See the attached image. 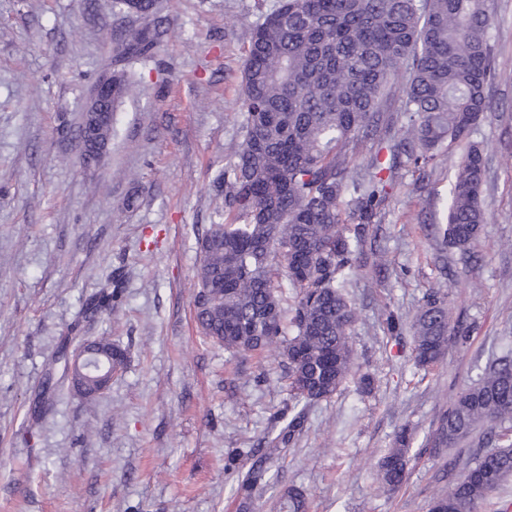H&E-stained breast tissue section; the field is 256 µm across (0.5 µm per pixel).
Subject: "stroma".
<instances>
[{"mask_svg":"<svg viewBox=\"0 0 512 512\" xmlns=\"http://www.w3.org/2000/svg\"><path fill=\"white\" fill-rule=\"evenodd\" d=\"M493 14L492 109L471 133L486 154L474 255L440 232L459 147L424 167L403 161L347 278L358 374L306 408L302 430L273 458L271 485L246 504L235 492L245 454L270 447L269 418L291 404L285 360L203 341L193 295L213 182L243 118L255 0H164L168 35L138 66V94L118 105L107 152L91 166L81 107L111 70L126 19L112 0H0V512H277L291 485L308 512H429L481 450L436 454L426 435L489 359L512 351V0H493ZM109 276L115 306L82 321ZM449 279L450 322L466 337L421 369L411 323ZM391 313L401 320L394 333ZM67 336H105L126 354L97 401L62 384L53 358ZM49 374L62 390L38 417ZM404 425L413 460L389 494L377 463Z\"/></svg>","mask_w":512,"mask_h":512,"instance_id":"1","label":"stroma"}]
</instances>
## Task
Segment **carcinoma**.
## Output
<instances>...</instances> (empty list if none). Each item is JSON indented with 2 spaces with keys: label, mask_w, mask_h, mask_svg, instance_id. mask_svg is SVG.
I'll use <instances>...</instances> for the list:
<instances>
[{
  "label": "carcinoma",
  "mask_w": 512,
  "mask_h": 512,
  "mask_svg": "<svg viewBox=\"0 0 512 512\" xmlns=\"http://www.w3.org/2000/svg\"><path fill=\"white\" fill-rule=\"evenodd\" d=\"M129 20L115 42L112 105L132 90L126 66L151 59L167 29L159 0H112ZM243 64L241 136L217 179L210 228L198 239L194 297L202 335L232 353L276 347L286 358L293 415L276 443L304 422L300 404L331 397L355 374L349 331L354 305L343 292L369 226L388 199L396 165L372 156L352 176L356 144L373 135L404 77L397 111L405 120L394 151L414 164L435 160L447 142L462 147L448 190L444 240L463 252L486 223L485 159L469 140L487 117L495 76L491 0H257ZM347 206L355 221L342 219ZM105 286L84 314L112 309ZM414 361L437 363L454 336L437 288L414 323ZM512 357L491 361L461 390L432 435L436 448L470 440L490 451L448 484L431 512H474L512 478ZM410 434L402 428L378 464L382 488L399 489L408 473ZM274 448H251L245 500L268 482ZM280 512H306L304 491L289 487Z\"/></svg>",
  "instance_id": "1"
}]
</instances>
